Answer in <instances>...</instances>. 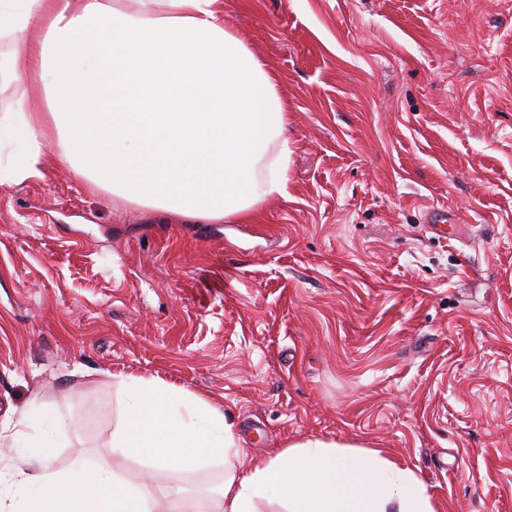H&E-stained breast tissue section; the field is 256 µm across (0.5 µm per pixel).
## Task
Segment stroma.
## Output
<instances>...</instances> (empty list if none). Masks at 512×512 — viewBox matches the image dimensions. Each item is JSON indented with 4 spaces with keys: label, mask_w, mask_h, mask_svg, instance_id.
<instances>
[{
    "label": "stroma",
    "mask_w": 512,
    "mask_h": 512,
    "mask_svg": "<svg viewBox=\"0 0 512 512\" xmlns=\"http://www.w3.org/2000/svg\"><path fill=\"white\" fill-rule=\"evenodd\" d=\"M224 27L288 112L287 192L257 221L57 163L16 184L0 143V431L34 414L59 472L216 484L113 448L143 378L222 407L254 457L380 448L436 512H512V0H224Z\"/></svg>",
    "instance_id": "obj_1"
}]
</instances>
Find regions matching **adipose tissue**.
Segmentation results:
<instances>
[{
    "instance_id": "obj_1",
    "label": "adipose tissue",
    "mask_w": 512,
    "mask_h": 512,
    "mask_svg": "<svg viewBox=\"0 0 512 512\" xmlns=\"http://www.w3.org/2000/svg\"><path fill=\"white\" fill-rule=\"evenodd\" d=\"M0 39L6 78L36 74L50 90L5 119L22 143L14 182L67 163L128 203L211 222L256 220L285 194V108L266 64L225 30L224 0H0ZM125 389L113 447L169 470L219 462L220 484L165 509L106 465L75 481L41 460L16 468L17 512H435L419 478L380 450L308 439L252 461L220 407L154 380Z\"/></svg>"
}]
</instances>
